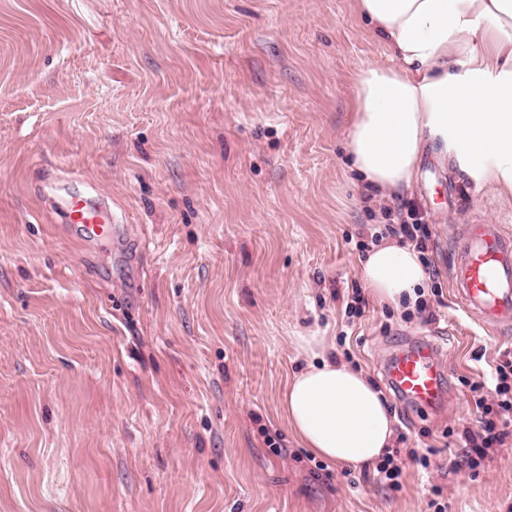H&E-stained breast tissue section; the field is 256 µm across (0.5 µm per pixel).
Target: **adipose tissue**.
Returning <instances> with one entry per match:
<instances>
[{
    "label": "adipose tissue",
    "mask_w": 512,
    "mask_h": 512,
    "mask_svg": "<svg viewBox=\"0 0 512 512\" xmlns=\"http://www.w3.org/2000/svg\"><path fill=\"white\" fill-rule=\"evenodd\" d=\"M396 64L355 79L345 145L350 167L379 197L413 189L427 141H439L477 185L512 194V0H354ZM371 299L415 304L429 274L419 252L384 241L360 262ZM306 367L281 409L301 447L360 468L390 448L393 421L363 372L328 356L326 337L294 339Z\"/></svg>",
    "instance_id": "obj_1"
}]
</instances>
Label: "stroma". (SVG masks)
Masks as SVG:
<instances>
[{"instance_id":"stroma-1","label":"stroma","mask_w":512,"mask_h":512,"mask_svg":"<svg viewBox=\"0 0 512 512\" xmlns=\"http://www.w3.org/2000/svg\"><path fill=\"white\" fill-rule=\"evenodd\" d=\"M392 66L353 0H0V512H512V439L452 469L480 414L468 381L512 352L454 303L459 224L512 233V195L426 147L413 191L371 201L349 169L355 76ZM98 188L111 242L80 245L61 197ZM416 210L435 320L367 302L354 243ZM327 336L431 448L402 487L315 469L281 411ZM427 339L444 410L386 385ZM278 439L271 452L265 435Z\"/></svg>"}]
</instances>
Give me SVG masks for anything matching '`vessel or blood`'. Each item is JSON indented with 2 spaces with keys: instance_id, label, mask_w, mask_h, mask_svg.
<instances>
[{
  "instance_id": "obj_1",
  "label": "vessel or blood",
  "mask_w": 512,
  "mask_h": 512,
  "mask_svg": "<svg viewBox=\"0 0 512 512\" xmlns=\"http://www.w3.org/2000/svg\"><path fill=\"white\" fill-rule=\"evenodd\" d=\"M64 223L74 225L86 241L101 245L112 236V221L101 198H68ZM455 303L490 331L512 328V236L496 224H464L448 259ZM390 386L402 401L429 411L446 401L445 371L428 341L409 343L386 362Z\"/></svg>"
}]
</instances>
